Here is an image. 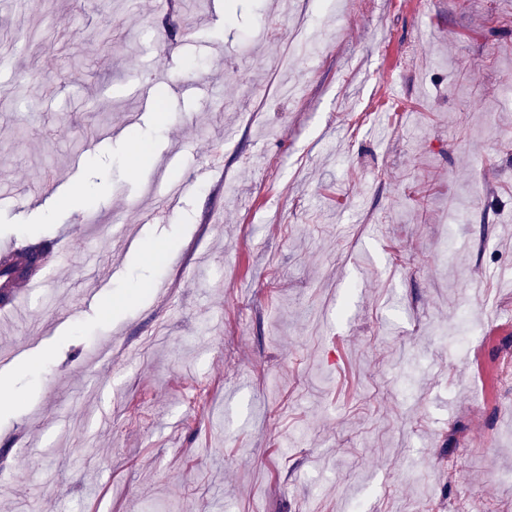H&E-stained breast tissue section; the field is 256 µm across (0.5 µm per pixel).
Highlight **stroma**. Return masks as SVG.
<instances>
[{
	"label": "stroma",
	"instance_id": "1",
	"mask_svg": "<svg viewBox=\"0 0 512 512\" xmlns=\"http://www.w3.org/2000/svg\"><path fill=\"white\" fill-rule=\"evenodd\" d=\"M0 54V249L55 241L0 512H512V0H38Z\"/></svg>",
	"mask_w": 512,
	"mask_h": 512
}]
</instances>
